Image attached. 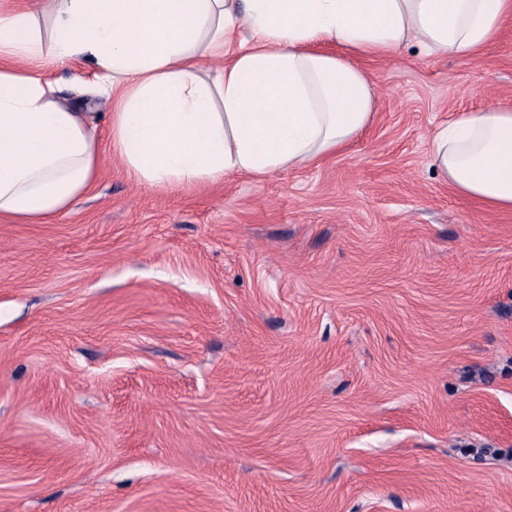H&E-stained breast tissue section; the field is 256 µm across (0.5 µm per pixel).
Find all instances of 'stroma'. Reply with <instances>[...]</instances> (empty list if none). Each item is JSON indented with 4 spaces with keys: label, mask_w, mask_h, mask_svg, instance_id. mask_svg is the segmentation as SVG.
Instances as JSON below:
<instances>
[{
    "label": "stroma",
    "mask_w": 512,
    "mask_h": 512,
    "mask_svg": "<svg viewBox=\"0 0 512 512\" xmlns=\"http://www.w3.org/2000/svg\"><path fill=\"white\" fill-rule=\"evenodd\" d=\"M359 65L318 164L156 188L104 134L70 211L0 220V512H512V211L429 150L512 109V20Z\"/></svg>",
    "instance_id": "stroma-1"
}]
</instances>
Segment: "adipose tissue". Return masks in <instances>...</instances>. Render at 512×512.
Instances as JSON below:
<instances>
[{
  "instance_id": "obj_1",
  "label": "adipose tissue",
  "mask_w": 512,
  "mask_h": 512,
  "mask_svg": "<svg viewBox=\"0 0 512 512\" xmlns=\"http://www.w3.org/2000/svg\"><path fill=\"white\" fill-rule=\"evenodd\" d=\"M511 16L512 0H49L0 15V216L44 223L100 176L95 113L61 104L45 67L91 62L128 172L194 186L339 150L372 116L359 58L411 40L470 58ZM430 152L459 195L512 210V110L464 113Z\"/></svg>"
}]
</instances>
